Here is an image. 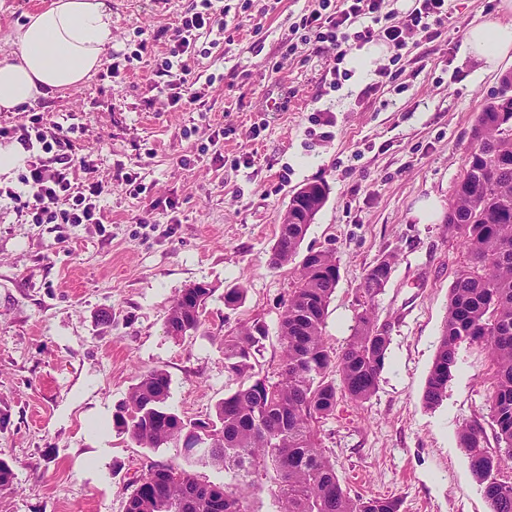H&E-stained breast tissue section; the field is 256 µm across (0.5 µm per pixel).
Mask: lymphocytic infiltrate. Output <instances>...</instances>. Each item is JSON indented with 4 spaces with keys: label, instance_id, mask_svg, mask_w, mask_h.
I'll list each match as a JSON object with an SVG mask.
<instances>
[{
    "label": "lymphocytic infiltrate",
    "instance_id": "1",
    "mask_svg": "<svg viewBox=\"0 0 512 512\" xmlns=\"http://www.w3.org/2000/svg\"><path fill=\"white\" fill-rule=\"evenodd\" d=\"M383 0H311L301 13L290 35L282 44L285 54H296L299 47L311 42L335 53L328 69L331 86H339L343 63L349 48L381 39L394 58H401L410 34H420L426 42L440 39L448 22L445 0H415L405 13H386ZM214 23L212 0H198L171 28L162 30L169 49L156 72L174 78L188 72V62L195 54L197 42ZM1 140L16 141L29 152L28 172L23 181L30 191L22 208L36 224L102 223L97 205L111 188L110 183L95 179L89 164L75 166L71 157L73 144L63 128L45 127L40 116L29 124L0 128ZM85 172L83 187L74 184L76 172Z\"/></svg>",
    "mask_w": 512,
    "mask_h": 512
}]
</instances>
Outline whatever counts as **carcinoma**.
<instances>
[{
    "label": "carcinoma",
    "mask_w": 512,
    "mask_h": 512,
    "mask_svg": "<svg viewBox=\"0 0 512 512\" xmlns=\"http://www.w3.org/2000/svg\"><path fill=\"white\" fill-rule=\"evenodd\" d=\"M464 171L448 205V232L461 236L467 260L456 271L437 351L422 394L426 408L447 396L461 343H480L489 352L493 374L490 410L498 447L485 446L483 430L464 423L457 440L490 512H512V482L500 478L512 462V112H495L490 102L477 114ZM327 187L313 182L290 199L300 212L318 213ZM309 225L290 224L278 232L271 264L299 256ZM392 266L379 259L361 289L374 299L387 285ZM340 278L336 256L320 250L310 265H299L280 317L281 362L275 378L256 371L268 336L259 319L224 336V371L238 381L207 420H187L171 411L170 378L163 369L137 378L113 415L116 428L142 448H158L196 429H207L213 448L197 450L199 461L224 468L231 482L200 480L183 465L153 466L147 485L128 499L125 512H247L238 486L268 476L276 486L277 512H404L399 497L351 495L336 465L321 448L315 424L336 411L339 399L361 405L375 394L390 339L366 305L355 317L346 347L334 354L324 334L327 307ZM213 289L183 290L166 321L178 334L197 331ZM246 288L224 292L234 310Z\"/></svg>",
    "instance_id": "cac0c4a2"
}]
</instances>
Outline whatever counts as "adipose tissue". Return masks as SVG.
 <instances>
[{
  "label": "adipose tissue",
  "mask_w": 512,
  "mask_h": 512,
  "mask_svg": "<svg viewBox=\"0 0 512 512\" xmlns=\"http://www.w3.org/2000/svg\"><path fill=\"white\" fill-rule=\"evenodd\" d=\"M112 43L107 0H54L29 15L15 59L0 60V110L10 111L50 91L71 88L97 71ZM469 51L488 66L512 55V22L472 27Z\"/></svg>",
  "instance_id": "obj_1"
}]
</instances>
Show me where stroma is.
I'll use <instances>...</instances> for the list:
<instances>
[{
	"label": "stroma",
	"mask_w": 512,
	"mask_h": 512,
	"mask_svg": "<svg viewBox=\"0 0 512 512\" xmlns=\"http://www.w3.org/2000/svg\"><path fill=\"white\" fill-rule=\"evenodd\" d=\"M53 0H0V58L18 49L29 14ZM193 0H111L112 44L79 85L0 112V126L70 128L74 160L92 161L112 189L100 224H34L0 200V458L13 467L0 512H125L153 465L184 464L181 442L139 447L112 425L139 374L171 379L169 407L185 419L213 416L235 380L224 370V335L258 318L268 328L257 368L275 373L280 314L294 265L271 263L294 191L329 187L303 248L332 251L340 279L324 334L345 346L365 301L360 284L383 257L392 271L372 307L390 336L376 394L338 402L316 429L351 492L399 496L406 512H490L457 441L465 422L495 446L492 369L485 346L462 343L447 396L426 409L422 393L465 252L446 214L415 215L434 197L448 204L476 115L512 72V56L488 69L467 52L471 27L512 21V0H446L442 39L411 46L383 93L364 99L389 64L379 44L364 71L330 87L331 53L315 44L292 56L281 43L308 0H279L268 13L213 0V31L198 42L186 77L200 101L178 111L155 74L163 44ZM141 60L125 62L139 39ZM125 63L112 76L113 63ZM172 199L175 210H162ZM213 290L198 332L164 329L188 286ZM247 289L237 309L227 288Z\"/></svg>",
	"instance_id": "1"
}]
</instances>
